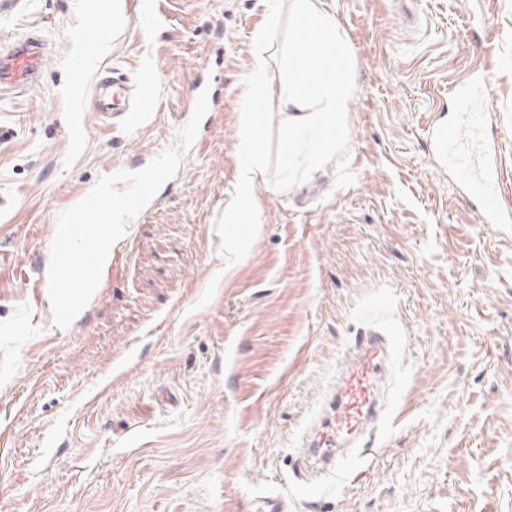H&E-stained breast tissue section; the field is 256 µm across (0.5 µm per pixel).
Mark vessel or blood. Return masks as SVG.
Segmentation results:
<instances>
[{"instance_id":"vessel-or-blood-1","label":"vessel or blood","mask_w":512,"mask_h":512,"mask_svg":"<svg viewBox=\"0 0 512 512\" xmlns=\"http://www.w3.org/2000/svg\"><path fill=\"white\" fill-rule=\"evenodd\" d=\"M46 41L27 37L0 50V88L23 91L34 86L45 67ZM153 72L138 74L134 84L120 78L101 81L93 96L98 118L117 120V106L126 93H133L137 112L150 111L154 103ZM457 115L454 122L440 126L434 134V149L448 162L468 197L478 201L484 224L512 222V201L507 200L498 176L496 151L476 152L474 144L484 137L485 115L473 88L462 82L454 88ZM389 348L383 337L364 338L336 380V393L318 441L311 453L324 467L342 470L345 458L341 449L366 428L381 412L380 391L387 370Z\"/></svg>"}]
</instances>
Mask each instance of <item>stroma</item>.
Returning <instances> with one entry per match:
<instances>
[{
	"label": "stroma",
	"mask_w": 512,
	"mask_h": 512,
	"mask_svg": "<svg viewBox=\"0 0 512 512\" xmlns=\"http://www.w3.org/2000/svg\"><path fill=\"white\" fill-rule=\"evenodd\" d=\"M85 2L0 12V42L36 27L49 43L39 84L0 101V512H255L262 496L512 512V223H479L432 137L451 87L481 86L512 185V0H326L353 56L346 143L302 186L261 191L251 250L218 285L244 82L260 55L278 79L288 27L260 53L269 0H114L119 20L94 30ZM145 67L153 111L98 122L97 82ZM197 79L206 127L105 287L55 327V214L174 142ZM384 329L381 427L345 473L304 468L347 350Z\"/></svg>",
	"instance_id": "1"
}]
</instances>
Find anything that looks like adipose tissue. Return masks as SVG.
<instances>
[{
    "label": "adipose tissue",
    "instance_id": "obj_1",
    "mask_svg": "<svg viewBox=\"0 0 512 512\" xmlns=\"http://www.w3.org/2000/svg\"><path fill=\"white\" fill-rule=\"evenodd\" d=\"M289 16L295 38L281 45L283 70L270 83L264 67H256L244 86L247 109L238 128V177L234 196L224 211V245L229 256L247 253L249 225L263 214L259 193L265 186L262 163L263 124L258 112L268 97H276L283 110L280 150L286 179L304 184L324 168L343 143L349 103L353 93V59L345 32L323 0H289L287 13L269 5L262 25L254 33L258 47H265L282 16ZM322 53L320 65L308 67L300 52V37Z\"/></svg>",
    "mask_w": 512,
    "mask_h": 512
}]
</instances>
